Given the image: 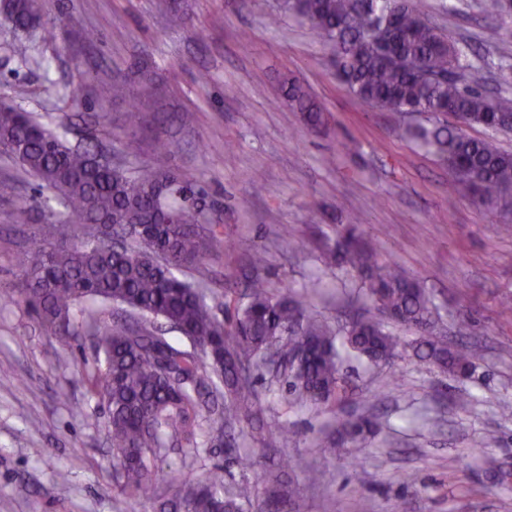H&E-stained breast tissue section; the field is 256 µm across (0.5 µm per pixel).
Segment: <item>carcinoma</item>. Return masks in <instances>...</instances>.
<instances>
[{"instance_id": "obj_1", "label": "carcinoma", "mask_w": 512, "mask_h": 512, "mask_svg": "<svg viewBox=\"0 0 512 512\" xmlns=\"http://www.w3.org/2000/svg\"><path fill=\"white\" fill-rule=\"evenodd\" d=\"M45 0H0L15 29L24 31L42 17ZM281 8L308 23L334 57L336 76L361 104L407 119L402 130L448 165V188L462 187L475 202L512 206V152L468 134L458 125L413 123L418 113H448L468 126L499 125L512 131V98L488 97L467 52L431 25L417 0H281ZM489 16L512 12L509 0H483ZM395 20L398 51L384 59L375 29ZM288 96L306 124L322 123L320 106L296 84ZM0 152L39 186L57 194L65 219L40 225V244L15 256L24 282L20 297L45 327L59 336H77L87 325L98 351L90 391L109 414L112 453L121 466L122 494L135 507L144 500L158 512H245L256 488L248 481L227 483L216 466L206 481L170 479L174 494L157 484L158 458L172 444L196 448L224 445L234 425L258 411L252 379L240 367L262 362L271 349L284 350L299 338L310 356L282 380L285 396L299 402L331 404L342 389L340 357L352 352L377 364L396 355L398 343L377 316L423 332L419 357L458 377L474 368V355L453 349L434 332L431 296L399 267L386 265L358 225L342 227L327 247L328 264L356 275L372 303L357 319L334 330L308 311L304 295L269 290L257 278L246 301L220 320L210 304V269L204 263L212 229L196 205L202 190L159 167L133 177L98 163L96 152L74 149L31 113L0 103ZM194 267L195 280L175 270ZM109 303L165 321L190 344L181 349L139 324L100 323L86 303ZM369 416L339 419L336 437L321 443L329 452L344 440L373 434ZM268 496L286 499L287 512H305L300 496L285 490L272 474L261 477Z\"/></svg>"}]
</instances>
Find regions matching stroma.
Listing matches in <instances>:
<instances>
[{
  "label": "stroma",
  "instance_id": "stroma-1",
  "mask_svg": "<svg viewBox=\"0 0 512 512\" xmlns=\"http://www.w3.org/2000/svg\"><path fill=\"white\" fill-rule=\"evenodd\" d=\"M429 20L465 47L487 79L512 64V20L482 0H421ZM95 30L97 42L82 34ZM26 42L29 62L13 56ZM298 81L324 112L308 129L285 94ZM130 88L111 93L113 83ZM0 101L31 112L68 144L112 153L130 172L162 164L203 188L218 234L205 261L216 314L240 300L253 271L248 249L268 252L261 277L310 296L338 326L362 310L353 274L321 260L339 224L360 225L383 261L434 297L437 329L467 343L475 369L456 378L416 355L420 332L385 322L391 363L343 358V408L292 405L266 369L255 374L270 445L241 424L239 455L224 448L170 451L163 471L195 482L213 466L226 482L254 478L288 457L309 512H512V216L449 191L448 171L406 139L390 112L363 106L336 79L314 31L280 14L277 0H47L42 23L15 32L0 21ZM139 111L136 130L125 123ZM137 156L123 154L129 134ZM172 142L167 156L158 143ZM0 285L19 287L14 256L34 248L47 213H62L0 154ZM90 334L44 331L23 302L0 304V512H128L105 404L88 390ZM373 413L377 434L337 454L316 437L341 413ZM319 469L317 484L304 479Z\"/></svg>",
  "mask_w": 512,
  "mask_h": 512
}]
</instances>
